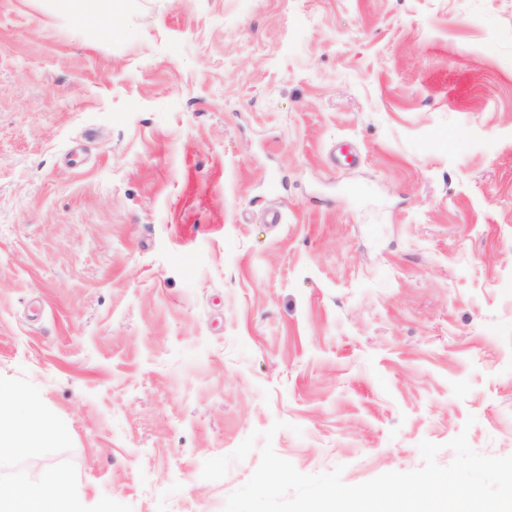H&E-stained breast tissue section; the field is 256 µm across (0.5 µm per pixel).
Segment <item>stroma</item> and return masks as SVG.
Here are the masks:
<instances>
[{"mask_svg":"<svg viewBox=\"0 0 512 512\" xmlns=\"http://www.w3.org/2000/svg\"><path fill=\"white\" fill-rule=\"evenodd\" d=\"M108 7L0 0V388L60 434L15 473L223 512L277 421L348 485L512 455V0Z\"/></svg>","mask_w":512,"mask_h":512,"instance_id":"35a3bbf8","label":"stroma"}]
</instances>
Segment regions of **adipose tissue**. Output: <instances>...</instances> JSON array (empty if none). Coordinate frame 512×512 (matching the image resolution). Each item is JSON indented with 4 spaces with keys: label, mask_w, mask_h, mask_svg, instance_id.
Masks as SVG:
<instances>
[{
    "label": "adipose tissue",
    "mask_w": 512,
    "mask_h": 512,
    "mask_svg": "<svg viewBox=\"0 0 512 512\" xmlns=\"http://www.w3.org/2000/svg\"><path fill=\"white\" fill-rule=\"evenodd\" d=\"M17 398L0 390V469L8 467L17 449L46 447L57 438L47 429L36 404L26 416L15 411ZM81 501L72 494L66 479L47 470L42 481H0V512H82Z\"/></svg>",
    "instance_id": "1"
}]
</instances>
